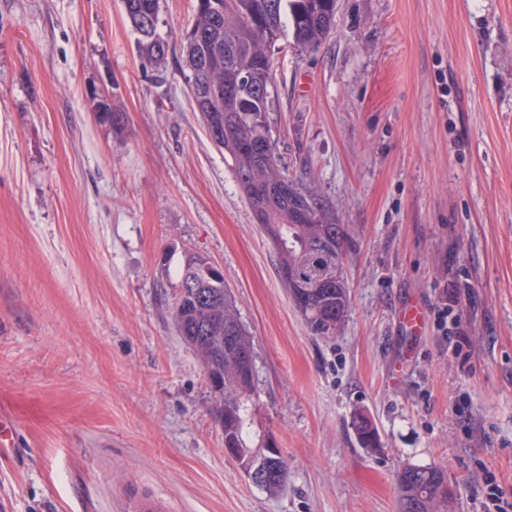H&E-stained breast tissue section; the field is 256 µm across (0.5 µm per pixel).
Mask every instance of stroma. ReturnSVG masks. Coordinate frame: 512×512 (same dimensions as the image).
Here are the masks:
<instances>
[{
  "instance_id": "1",
  "label": "stroma",
  "mask_w": 512,
  "mask_h": 512,
  "mask_svg": "<svg viewBox=\"0 0 512 512\" xmlns=\"http://www.w3.org/2000/svg\"><path fill=\"white\" fill-rule=\"evenodd\" d=\"M194 18L195 0H161L160 73L121 0H0V409L17 428L0 512H124L130 487L168 512H399L409 464L443 468L450 512H488V478L512 502V0H336L322 45L272 47L276 152L352 234L330 339L193 109ZM187 249L222 268L252 337L251 432L288 463L279 495L225 455L175 331Z\"/></svg>"
}]
</instances>
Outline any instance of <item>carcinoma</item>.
Listing matches in <instances>:
<instances>
[{
    "mask_svg": "<svg viewBox=\"0 0 512 512\" xmlns=\"http://www.w3.org/2000/svg\"><path fill=\"white\" fill-rule=\"evenodd\" d=\"M127 22L137 34L136 46L145 64L160 68L167 54L158 46L168 44L159 32L161 0H122ZM153 16L152 32L145 31L144 17ZM336 0H197L194 32L181 36L182 45L193 47L199 55L196 68L188 76L189 93L200 112L206 130L218 127L222 139L217 143L224 158L231 161L241 191L253 214L270 239L277 257V270L290 279L309 283L314 270L308 257L315 253L321 264L343 262L350 247L351 234L328 205L311 193L281 167L275 144L259 153L255 143L270 139L267 125L270 93L254 90L271 87L274 70L270 48L286 31L294 44L315 48L327 40L335 26ZM243 80L238 101L213 103L209 96L212 78ZM198 252L184 253L179 279L189 277L191 264L207 263ZM349 306L345 282L311 299L300 314L314 335L329 337L336 323L343 322ZM173 320L181 339L199 357L202 365L218 364L224 389L215 401V416L224 425V440L240 448L241 460L254 458L259 448L249 438V408L254 374H246L238 360L224 352V337L236 336L248 346L251 337L240 320L229 296L224 278L200 283L197 293L188 297L176 294ZM275 475L260 489L276 494L288 476V465L280 456ZM401 512L406 510V494L418 489L427 499L419 512H434L438 504H448V485L442 469L409 465L398 474Z\"/></svg>",
    "mask_w": 512,
    "mask_h": 512,
    "instance_id": "cac0c4a2",
    "label": "carcinoma"
}]
</instances>
